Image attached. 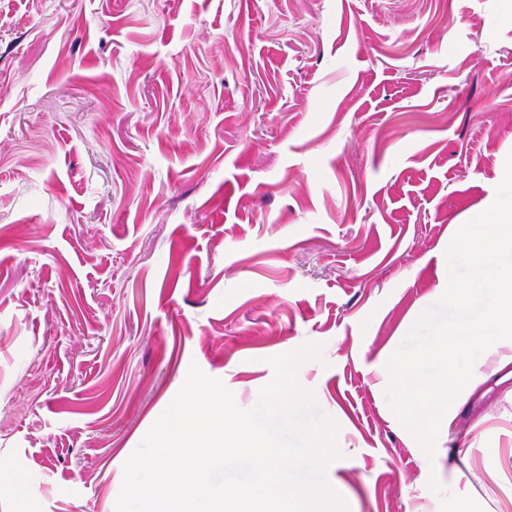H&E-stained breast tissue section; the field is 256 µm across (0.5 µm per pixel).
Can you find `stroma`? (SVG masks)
<instances>
[{"label":"stroma","mask_w":512,"mask_h":512,"mask_svg":"<svg viewBox=\"0 0 512 512\" xmlns=\"http://www.w3.org/2000/svg\"><path fill=\"white\" fill-rule=\"evenodd\" d=\"M511 154L512 0H0V512H115L190 365L307 343L348 512H512V364L430 459L385 361Z\"/></svg>","instance_id":"stroma-1"}]
</instances>
